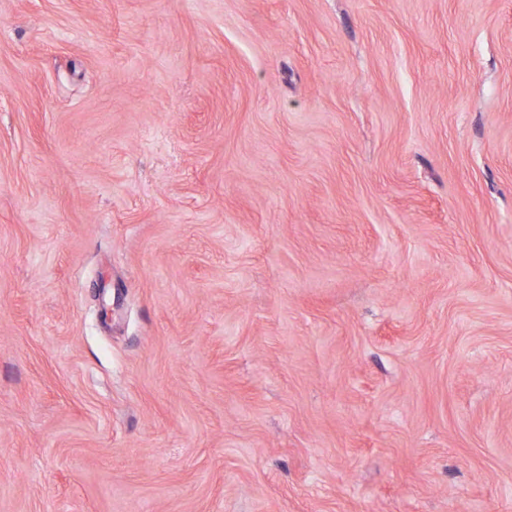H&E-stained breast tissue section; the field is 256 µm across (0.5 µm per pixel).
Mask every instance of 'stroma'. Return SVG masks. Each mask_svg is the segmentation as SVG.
I'll return each instance as SVG.
<instances>
[{
  "label": "stroma",
  "mask_w": 512,
  "mask_h": 512,
  "mask_svg": "<svg viewBox=\"0 0 512 512\" xmlns=\"http://www.w3.org/2000/svg\"><path fill=\"white\" fill-rule=\"evenodd\" d=\"M0 512H512V0H0Z\"/></svg>",
  "instance_id": "stroma-1"
}]
</instances>
